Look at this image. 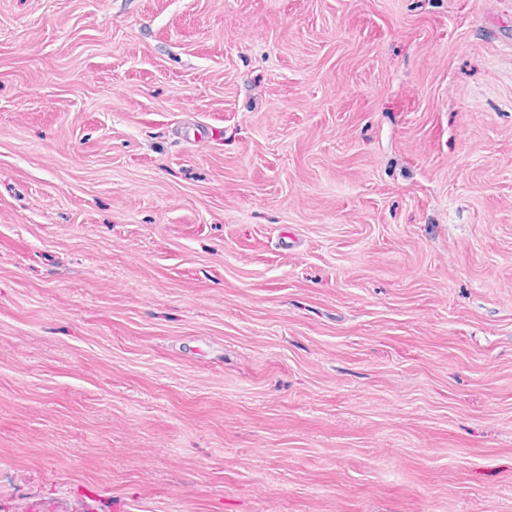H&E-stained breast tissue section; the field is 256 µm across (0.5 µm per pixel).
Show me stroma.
<instances>
[{
  "label": "stroma",
  "instance_id": "stroma-1",
  "mask_svg": "<svg viewBox=\"0 0 512 512\" xmlns=\"http://www.w3.org/2000/svg\"><path fill=\"white\" fill-rule=\"evenodd\" d=\"M0 512H512V0H0Z\"/></svg>",
  "mask_w": 512,
  "mask_h": 512
}]
</instances>
